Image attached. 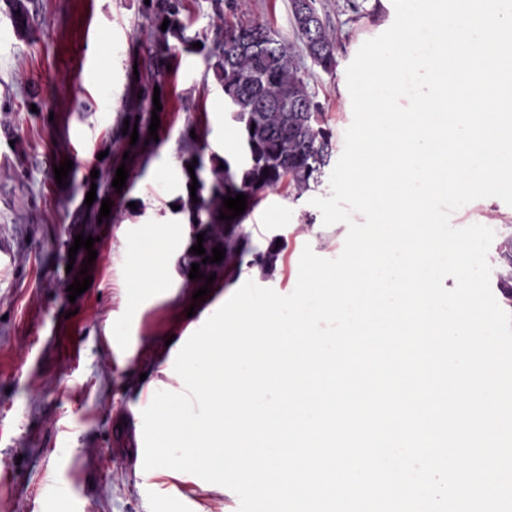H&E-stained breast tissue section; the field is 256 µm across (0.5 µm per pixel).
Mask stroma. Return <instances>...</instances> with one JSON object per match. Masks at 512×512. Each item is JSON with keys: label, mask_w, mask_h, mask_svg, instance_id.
<instances>
[{"label": "stroma", "mask_w": 512, "mask_h": 512, "mask_svg": "<svg viewBox=\"0 0 512 512\" xmlns=\"http://www.w3.org/2000/svg\"><path fill=\"white\" fill-rule=\"evenodd\" d=\"M193 41L212 45L225 21H265L295 42L290 0H234L228 19L209 0H186ZM338 28L337 65L302 69L333 134V157L352 122L338 95L354 58L351 45L369 16L350 18L344 0H317ZM29 30H17L0 0V512H238L230 489L169 468L127 469V432L142 434L149 382L179 392L174 370L181 347L236 291L243 266L274 254L259 286L293 291L304 247L337 258L347 227L326 226L312 198L331 194L329 176L300 193L280 185L258 194L244 220L246 237L204 300L178 263L166 277L158 257L156 215L185 194L186 126L200 129L205 155L242 153L241 127L225 110L224 92L205 74L202 56L178 55L170 107L155 140L129 146L120 117L136 63L144 58L147 23L139 0H32ZM42 101L46 111H32ZM109 159H102L101 151ZM73 167L65 186L54 168ZM128 170L112 185L116 164ZM98 178H91V171ZM111 199L99 219L87 192ZM495 220L488 252L500 273L499 250L512 236V206L490 197L451 216L462 228ZM94 237L69 256L76 235ZM88 272L91 286L69 300L67 284Z\"/></svg>", "instance_id": "stroma-1"}]
</instances>
